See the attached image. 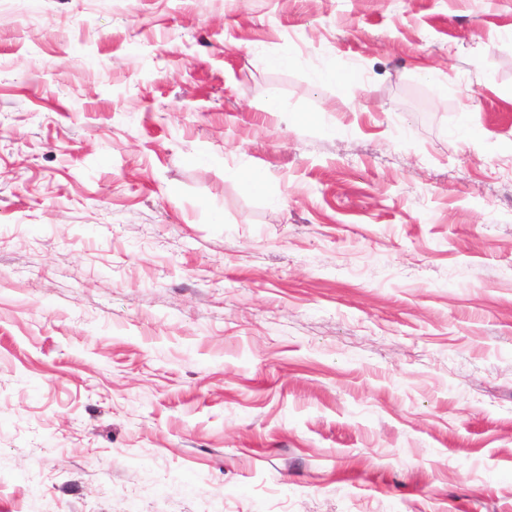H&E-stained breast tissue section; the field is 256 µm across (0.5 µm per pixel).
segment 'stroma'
Wrapping results in <instances>:
<instances>
[{"label": "stroma", "instance_id": "stroma-1", "mask_svg": "<svg viewBox=\"0 0 512 512\" xmlns=\"http://www.w3.org/2000/svg\"><path fill=\"white\" fill-rule=\"evenodd\" d=\"M0 512H512V0H0Z\"/></svg>", "mask_w": 512, "mask_h": 512}]
</instances>
